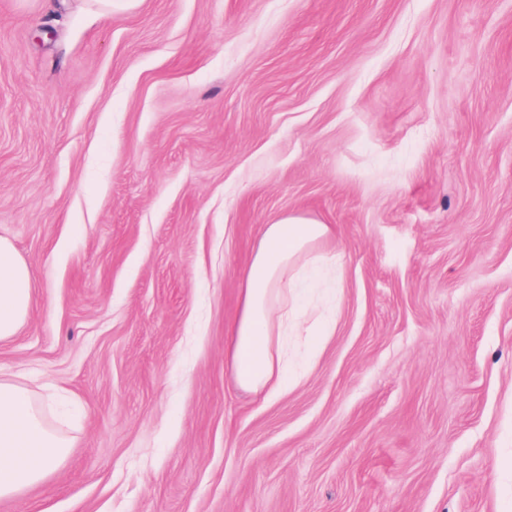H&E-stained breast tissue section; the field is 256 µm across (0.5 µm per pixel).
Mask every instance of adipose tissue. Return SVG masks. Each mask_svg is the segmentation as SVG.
Returning <instances> with one entry per match:
<instances>
[{"label":"adipose tissue","mask_w":512,"mask_h":512,"mask_svg":"<svg viewBox=\"0 0 512 512\" xmlns=\"http://www.w3.org/2000/svg\"><path fill=\"white\" fill-rule=\"evenodd\" d=\"M333 232L332 225L291 214L267 225L258 240L226 350L243 391L279 397L300 380L288 355L289 337H307L320 348L334 336V321H308L326 286L342 284L341 259L313 251ZM31 306V271L13 243L0 236V342L18 334ZM42 406L21 379L0 371V500L44 482L69 455L70 439L48 423Z\"/></svg>","instance_id":"adipose-tissue-1"}]
</instances>
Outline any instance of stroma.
<instances>
[{"mask_svg":"<svg viewBox=\"0 0 512 512\" xmlns=\"http://www.w3.org/2000/svg\"><path fill=\"white\" fill-rule=\"evenodd\" d=\"M288 214L344 283L266 402L224 350ZM0 236L73 437L0 512H512V0H0Z\"/></svg>","mask_w":512,"mask_h":512,"instance_id":"obj_1","label":"stroma"}]
</instances>
